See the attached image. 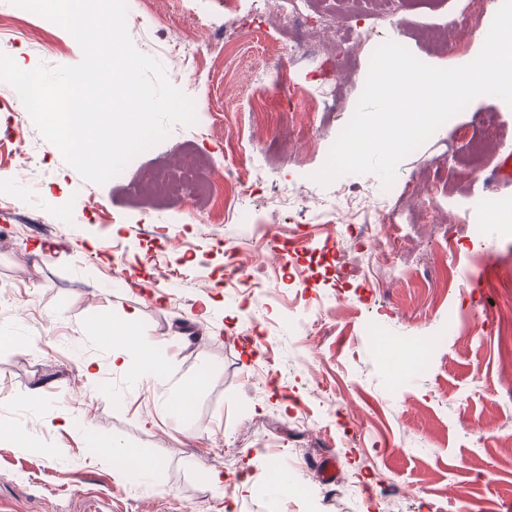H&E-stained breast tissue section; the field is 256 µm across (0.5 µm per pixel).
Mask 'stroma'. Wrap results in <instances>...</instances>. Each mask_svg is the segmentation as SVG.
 <instances>
[{
  "instance_id": "stroma-1",
  "label": "stroma",
  "mask_w": 512,
  "mask_h": 512,
  "mask_svg": "<svg viewBox=\"0 0 512 512\" xmlns=\"http://www.w3.org/2000/svg\"><path fill=\"white\" fill-rule=\"evenodd\" d=\"M210 0H128L135 48L162 64L193 98L210 133L172 125L122 178L83 181L43 139L26 110L0 112V512H501L512 500V182L494 195L482 178L512 154V107L481 95L397 166L391 188L372 173L313 181L363 91L379 43H403L421 61L456 67L477 56L498 0H396L374 18L369 0H312L336 12L319 41L337 59L336 110H309L316 75L299 61L286 89L259 86L273 44L287 41L278 0H247L243 33L224 46L198 23ZM478 23L457 28L471 10ZM369 40L354 39L355 26ZM456 29L458 47L423 39ZM198 52L171 53L179 39ZM0 52L18 66L80 62L61 26L0 0ZM495 131L480 158L467 137ZM263 151L246 184L266 234L223 221L226 177L239 168L237 136ZM196 157L217 189L214 210L191 196L147 209L137 190L157 168ZM387 194L411 217L395 261L424 260L399 279L375 269L344 288L332 255L352 248L342 223H296L271 207L330 205L348 187ZM493 212L497 221L482 223ZM285 240L281 260L273 240ZM262 265L257 285H230L224 249ZM125 277H116L115 266ZM138 313L141 342L167 360L162 381L112 367L95 316ZM321 317L304 336L297 319ZM429 348L418 356L417 345ZM189 389L184 415L164 412ZM70 428H52L57 414ZM124 448L148 461L130 469L89 452ZM336 456L341 472L323 496L281 493L314 461ZM222 485H215L214 477Z\"/></svg>"
}]
</instances>
